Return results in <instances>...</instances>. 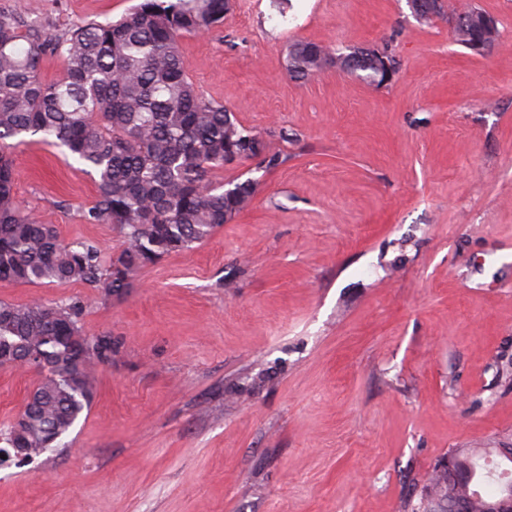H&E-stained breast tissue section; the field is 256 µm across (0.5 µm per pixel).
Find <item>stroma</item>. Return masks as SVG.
<instances>
[{
    "instance_id": "35a3bbf8",
    "label": "stroma",
    "mask_w": 512,
    "mask_h": 512,
    "mask_svg": "<svg viewBox=\"0 0 512 512\" xmlns=\"http://www.w3.org/2000/svg\"><path fill=\"white\" fill-rule=\"evenodd\" d=\"M135 2L0 0V19L60 35ZM470 2L498 21L481 54L407 0H232L181 38L204 97L288 160L226 168L257 179L250 205L86 308L119 352L63 451L0 466V512H403L448 449L512 448V0ZM296 41L388 42L399 70L296 80ZM12 158L62 243L119 252L79 217L82 165L36 136ZM92 294L0 281L15 304ZM38 380L0 369V426Z\"/></svg>"
}]
</instances>
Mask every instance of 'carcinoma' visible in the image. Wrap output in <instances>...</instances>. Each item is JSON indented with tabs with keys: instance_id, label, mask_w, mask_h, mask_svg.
<instances>
[{
	"instance_id": "1",
	"label": "carcinoma",
	"mask_w": 512,
	"mask_h": 512,
	"mask_svg": "<svg viewBox=\"0 0 512 512\" xmlns=\"http://www.w3.org/2000/svg\"><path fill=\"white\" fill-rule=\"evenodd\" d=\"M227 0H142L116 21L90 22L61 36L28 40L14 23L0 21V141L28 134L66 150L97 184L85 224H109L123 248L104 260L95 242L64 244L57 227L24 211L14 193L12 159L0 153V281L18 284L81 283L120 297L134 276L163 257L199 244L229 223L254 197L258 183L212 180L224 171V153L255 135L223 105L207 100L187 73L179 48L186 34L209 32L224 21ZM28 41L23 48L20 42ZM320 57V68L335 55L315 42L289 46L286 67L295 79L293 54ZM363 65L352 74L380 86L372 48L357 50ZM46 57L64 62L60 77L40 74ZM267 169L288 155L263 145ZM94 297L54 304L0 301V352L18 360L33 354L44 371L25 402L27 425L11 421L0 439L22 448H59L91 408L96 372L112 364L110 334H91L85 308ZM460 457V481L448 470L432 469L405 512H431L428 492L466 493L472 512L512 494V472L498 474L486 459L503 465L512 458L496 448H451Z\"/></svg>"
}]
</instances>
